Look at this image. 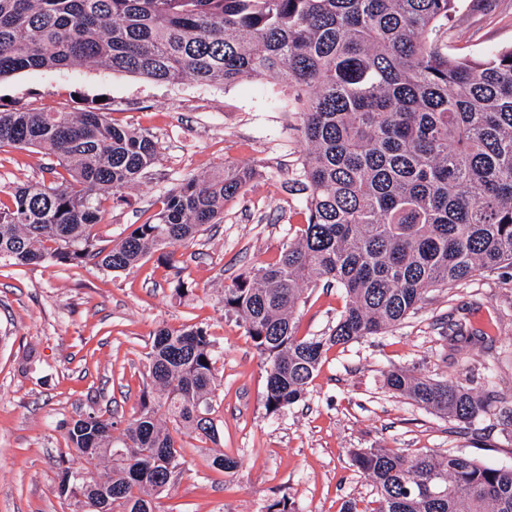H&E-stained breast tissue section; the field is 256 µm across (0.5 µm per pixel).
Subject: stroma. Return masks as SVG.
<instances>
[{"label": "stroma", "mask_w": 512, "mask_h": 512, "mask_svg": "<svg viewBox=\"0 0 512 512\" xmlns=\"http://www.w3.org/2000/svg\"><path fill=\"white\" fill-rule=\"evenodd\" d=\"M449 55L483 58L512 46V0H461L448 22ZM295 92L277 81L234 85L157 82L93 64L28 70L0 80V110L80 112L104 105L120 125L147 131L159 158L127 199L106 206L101 245L159 210L185 179L222 163L251 165L259 178L225 204L175 257L193 291L178 297L172 272L156 259L111 272L92 264L16 266L0 260V512H75L58 486L73 453L65 426L95 411L115 420L136 409L155 330L200 325L219 356L211 416L216 440L179 439L184 464L155 512H267L288 498L296 512L365 505L371 482L354 466V448H398L413 455L454 453L479 464L512 466V431L499 417L465 426L393 394L391 369L481 388L497 372L512 405V276L483 274L426 301L386 333L331 347L305 399L276 414L265 408L266 363L234 318L226 286L275 261L305 222L295 180L304 145L289 110ZM47 159L0 149V198L21 184L50 181ZM344 308L335 285L308 287L296 313L301 337L329 335ZM456 319L490 336L449 366L440 334ZM237 461L229 471L213 460Z\"/></svg>", "instance_id": "stroma-1"}]
</instances>
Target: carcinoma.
Masks as SVG:
<instances>
[{
    "instance_id": "cac0c4a2",
    "label": "carcinoma",
    "mask_w": 512,
    "mask_h": 512,
    "mask_svg": "<svg viewBox=\"0 0 512 512\" xmlns=\"http://www.w3.org/2000/svg\"><path fill=\"white\" fill-rule=\"evenodd\" d=\"M459 0H0V80L78 63L159 82L232 85L248 79L297 88L306 145L298 184L305 224L272 263L224 289V313L265 358V407L305 398L332 346L398 326L433 291L512 269V47L488 58L448 56L437 33ZM28 148L67 175L18 186L0 200V259L17 266L91 262L112 272L143 259L174 270L168 247L217 224L224 203L257 175L226 163L186 179L151 220L110 247L95 239L102 201L124 199L158 160L146 133L101 109L0 112V148ZM335 282L345 306L327 337L297 336L304 287ZM455 356L489 339L448 321ZM218 353L201 326L162 327L147 379L120 436L95 412L68 424L76 455L103 459L95 476L69 465L60 495L84 512H154L183 458L174 433L213 440ZM393 393L463 424L488 415L499 392L389 371ZM165 416L172 427L160 422ZM352 461L375 489L340 512H512V467L461 455L359 448Z\"/></svg>"
}]
</instances>
